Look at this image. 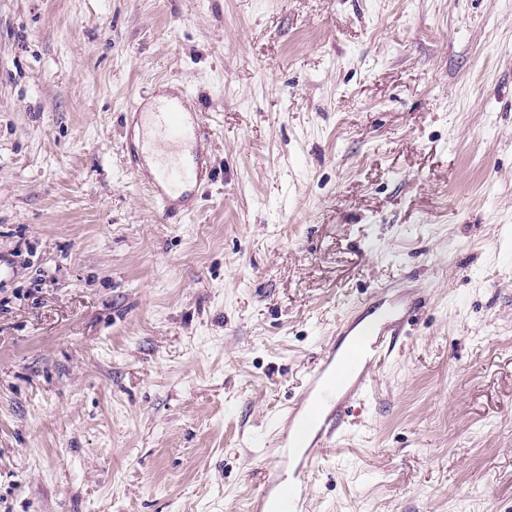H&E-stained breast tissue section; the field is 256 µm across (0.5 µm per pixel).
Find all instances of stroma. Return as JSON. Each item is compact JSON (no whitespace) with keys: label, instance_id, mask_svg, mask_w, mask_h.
Returning a JSON list of instances; mask_svg holds the SVG:
<instances>
[{"label":"stroma","instance_id":"stroma-1","mask_svg":"<svg viewBox=\"0 0 512 512\" xmlns=\"http://www.w3.org/2000/svg\"><path fill=\"white\" fill-rule=\"evenodd\" d=\"M179 89L169 219L126 140ZM392 307L305 512H512V0H0V512H253ZM137 113L141 134L130 151L132 168L138 175L146 155L155 156L149 187L162 212L170 217L180 211L177 203L195 195L201 184L207 161L200 145L210 132L197 112H188L182 91L168 94L153 112ZM403 319L399 318L397 328L388 341L376 339L369 344H353L336 365V345L324 350L320 362L308 376L305 389L296 407L288 417V428L277 438L279 463L288 461L302 449L298 467L300 486H286L280 467L267 470L264 476L266 490L258 500L255 511L259 512H302L305 488L308 485L306 474L317 452L338 446L346 428L344 417L352 397H366L372 378L369 371L376 366L384 354L392 351L402 336ZM365 362L366 370L355 376L357 366ZM344 382H348L346 392L337 402L335 409L328 414L320 412L321 405L333 399V394ZM271 492L274 495L269 498ZM273 504L271 508L270 505Z\"/></svg>","mask_w":512,"mask_h":512}]
</instances>
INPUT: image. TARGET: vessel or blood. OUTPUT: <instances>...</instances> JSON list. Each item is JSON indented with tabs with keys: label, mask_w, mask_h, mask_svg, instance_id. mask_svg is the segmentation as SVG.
Segmentation results:
<instances>
[{
	"label": "vessel or blood",
	"mask_w": 512,
	"mask_h": 512,
	"mask_svg": "<svg viewBox=\"0 0 512 512\" xmlns=\"http://www.w3.org/2000/svg\"><path fill=\"white\" fill-rule=\"evenodd\" d=\"M139 124L141 134L130 152L131 162L137 165L146 156H153L152 197L166 216H173L178 202L195 194L207 170L200 145L209 131L197 113L188 111L181 91L168 94L153 111L140 113ZM399 337L395 331L390 339L357 343L342 353L333 346L325 349L289 414L287 429L277 439L279 461L299 456L298 474L303 477L317 452L338 446L344 437V417L351 397L367 396L370 368L395 348ZM329 400L335 401V409L322 413V405ZM264 484L267 493L259 499L257 512H302L304 486L286 485L277 468L266 471Z\"/></svg>",
	"instance_id": "vessel-or-blood-1"
}]
</instances>
